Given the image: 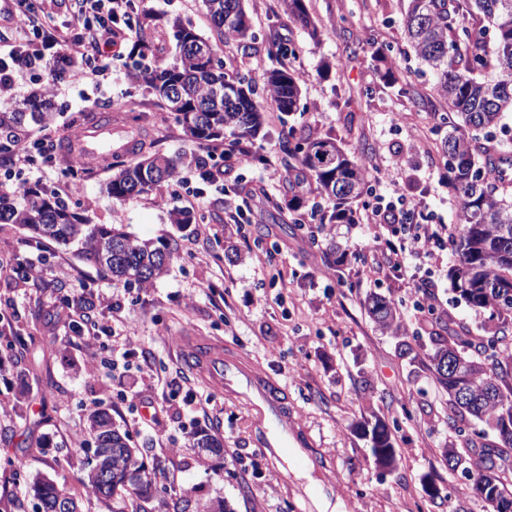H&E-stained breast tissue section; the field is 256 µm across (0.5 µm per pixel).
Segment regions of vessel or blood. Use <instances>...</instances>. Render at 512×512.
<instances>
[{
    "mask_svg": "<svg viewBox=\"0 0 512 512\" xmlns=\"http://www.w3.org/2000/svg\"><path fill=\"white\" fill-rule=\"evenodd\" d=\"M77 152L92 164L101 163L104 152H124L129 145L120 132L102 125L81 127L72 139ZM184 366L199 372L217 391L243 400L252 413V442L270 460L282 461L290 449L303 452L300 465L319 471L324 458L312 440L294 422L288 409V392L270 376L258 373L242 355L224 352L220 343L192 338L181 342Z\"/></svg>",
    "mask_w": 512,
    "mask_h": 512,
    "instance_id": "1",
    "label": "vessel or blood"
}]
</instances>
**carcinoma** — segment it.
Instances as JSON below:
<instances>
[{
	"instance_id": "carcinoma-1",
	"label": "carcinoma",
	"mask_w": 512,
	"mask_h": 512,
	"mask_svg": "<svg viewBox=\"0 0 512 512\" xmlns=\"http://www.w3.org/2000/svg\"><path fill=\"white\" fill-rule=\"evenodd\" d=\"M220 41L235 40L258 50L252 21L244 0H201ZM403 24L406 38L417 59L435 78V91L446 105L442 124L453 128L441 142L448 183L459 200L458 224L450 234L455 258L449 277L453 290L469 306L489 310L501 319L500 335L476 338L460 325L434 322L446 335L435 336L438 347L431 357L452 355L465 363V377L475 399L472 406L456 396L458 380L436 372L440 386L453 406L484 423L498 437L495 448H478L468 440L446 451L448 466H463V476L494 512H512V488L501 479L489 484L486 472L499 470L512 458V352L502 348V338L512 326V181L504 179L512 168V150L500 144L478 145L477 137L461 128L485 130L499 125L512 112V0H407ZM284 13L317 38L316 24L305 0H282ZM124 21L133 33L128 53L131 70L184 133L200 144H222L224 159L237 155L241 140L253 141L264 129V107L256 87L224 69L217 45L185 25L178 17L165 24L148 12H136L128 0ZM177 50L172 63L159 51L166 39ZM207 45L214 60L197 55V43ZM181 92L179 106L170 102L168 91ZM264 93L285 116L300 111L298 74L281 61L264 73ZM54 102L45 92L26 99L23 106L0 111V160L8 159L27 143L30 127L46 125L55 117ZM137 147L131 156L112 157L114 174L106 184L107 194L123 199L169 188L184 165H195L204 181L217 173L196 157L176 158L159 153L144 155L145 139L139 129L125 130ZM288 163L285 184L300 178L313 183L326 206L305 215L303 198L288 200L289 223L357 224L358 203L369 194V178L361 158L349 155L336 140L305 132L295 125L280 130ZM0 223L19 224L39 239L80 246L79 256L106 268L126 285L145 287L161 277L173 257L167 242L133 237L116 226L88 223L68 202L38 185L22 188L20 197L0 190ZM367 311L383 330L398 331L395 301L374 293L366 299ZM93 448L112 449L107 479L87 465L83 486L98 500H111L122 490L146 496L156 488L150 473L105 412L90 417ZM372 454L380 464L393 461L394 448L387 426L378 423L372 431ZM34 512H53L60 497L71 494L45 477L28 482Z\"/></svg>"
}]
</instances>
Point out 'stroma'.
<instances>
[{
    "mask_svg": "<svg viewBox=\"0 0 512 512\" xmlns=\"http://www.w3.org/2000/svg\"><path fill=\"white\" fill-rule=\"evenodd\" d=\"M34 16L43 25L90 41L74 26V0H37ZM159 19L180 17L200 34L215 32L200 0H138ZM319 28L317 39L289 22L280 0H246L257 52L237 42L219 48L232 73L259 81L274 63L265 47L287 43V63L302 79L301 112L268 116L254 148L270 166H239L209 156L188 139L158 100L132 84L126 52L129 30L115 40L118 56L91 54L96 77L63 74L54 98L57 115L36 129L48 152L16 169L5 189L38 183L75 204L93 224H119L127 233L175 247L166 272L147 287L112 280L96 265L64 246L35 238L16 224H0V512H33L26 477L41 475L74 495L82 512H112L111 503L88 498L81 480L92 444L88 418L106 409L141 448L149 469L161 474L153 497L133 498L132 512H174L177 501L191 507L223 501L226 512H298V489L329 481L336 499L327 512H492L461 472L448 468L445 450L472 440L492 447L495 433L471 417L456 415L427 364L436 349L432 314L449 316L472 335L490 336L498 320L475 309L452 289L450 251L439 252L431 280L389 269L369 270L355 245L374 230L366 224H338L332 232L296 227L269 206L282 199L283 180L268 179L269 168L284 169L288 158L278 137L283 121L321 136H332L349 152L365 153L368 166L388 168L390 187L424 202L440 223L455 226L458 202L449 192L441 141L449 126H438L442 109L431 73L416 60L403 27L404 0H306ZM383 49L395 66L398 86L385 84L374 58ZM412 85L411 99L399 85ZM138 107V123L154 150L184 153L224 170L212 182L186 169L177 190L115 200L104 191L111 163L67 171L59 150L101 109L126 120ZM404 165L391 169L394 157ZM241 205L229 219V204ZM194 221L176 224L175 211ZM348 255L337 268L328 259V239ZM33 265L52 267L51 281L69 297L27 282ZM394 297L401 316L399 334L381 330L364 302L372 293ZM431 299L433 313L416 304ZM134 331L140 350L128 359L112 356L114 337ZM35 337L20 347L18 337ZM178 336L221 338L245 353L255 368L288 389L293 417L326 460L320 472L300 477L295 465L280 476L249 438L250 412L242 403L207 388L179 360ZM150 367L139 370L142 359ZM383 420L396 451L392 466L376 464L364 424ZM219 434L220 454L200 456L187 433ZM23 464L17 478L14 464ZM293 491H286L283 479Z\"/></svg>",
    "mask_w": 512,
    "mask_h": 512,
    "instance_id": "1",
    "label": "stroma"
}]
</instances>
